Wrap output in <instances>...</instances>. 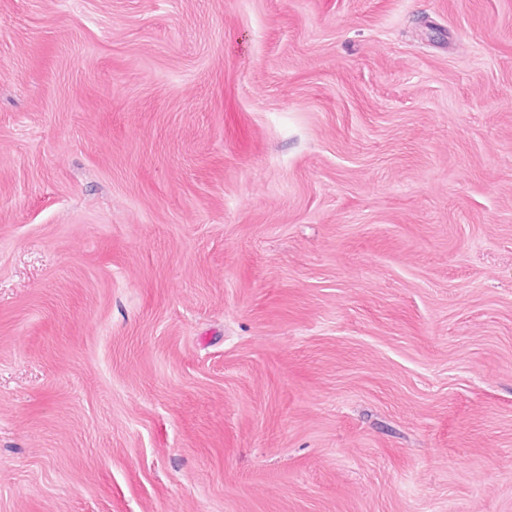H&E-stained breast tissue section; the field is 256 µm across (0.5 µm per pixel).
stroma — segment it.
<instances>
[{
    "label": "stroma",
    "instance_id": "35a3bbf8",
    "mask_svg": "<svg viewBox=\"0 0 512 512\" xmlns=\"http://www.w3.org/2000/svg\"><path fill=\"white\" fill-rule=\"evenodd\" d=\"M0 512H512V0H0Z\"/></svg>",
    "mask_w": 512,
    "mask_h": 512
}]
</instances>
